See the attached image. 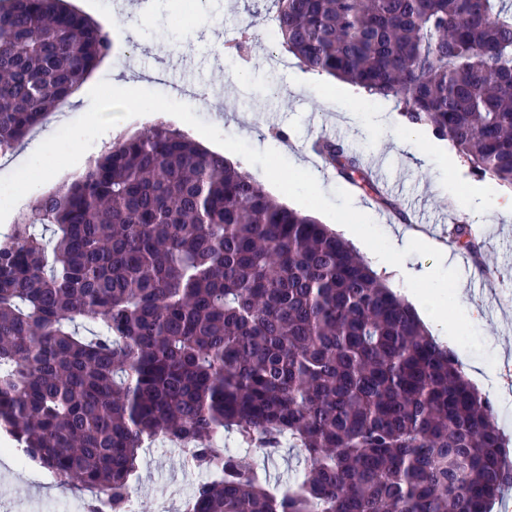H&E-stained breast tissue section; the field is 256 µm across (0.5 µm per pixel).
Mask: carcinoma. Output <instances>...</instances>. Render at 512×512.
<instances>
[{
	"instance_id": "carcinoma-1",
	"label": "carcinoma",
	"mask_w": 512,
	"mask_h": 512,
	"mask_svg": "<svg viewBox=\"0 0 512 512\" xmlns=\"http://www.w3.org/2000/svg\"><path fill=\"white\" fill-rule=\"evenodd\" d=\"M274 4L307 69L399 98L512 186L509 0ZM109 50L67 0H0V154ZM319 151L377 191L359 155ZM452 235L481 248L463 221ZM0 434L112 512H131L157 440L208 475L187 512H490L512 488L492 404L412 306L325 225L162 123L0 233ZM285 439L307 466L276 493L253 449Z\"/></svg>"
}]
</instances>
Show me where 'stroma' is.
<instances>
[{
    "instance_id": "35a3bbf8",
    "label": "stroma",
    "mask_w": 512,
    "mask_h": 512,
    "mask_svg": "<svg viewBox=\"0 0 512 512\" xmlns=\"http://www.w3.org/2000/svg\"><path fill=\"white\" fill-rule=\"evenodd\" d=\"M108 32L112 49L109 64H98L91 83L116 81V63L135 68L141 88L166 92L169 81L201 83L214 94L197 115L217 124L227 135L257 149L273 148L294 166L304 167L325 194L343 189L354 207L369 215L388 240L399 237V220L380 205L374 193L356 188L339 176L311 149L320 135L333 133L337 141L362 158L384 161L385 181L397 186L393 199L417 210L432 239L448 228L454 198L469 202L461 218L472 225L484 245L480 260L456 243L448 258L409 240L407 266L433 272V285L460 298H451L443 331L456 334L453 350L462 367L496 365L491 382L501 396L497 423L512 439V218L495 210L498 182L477 173L431 128L419 125L415 138L399 140L401 124L395 98L368 94L348 82L307 70L264 31L274 13L272 0H69ZM253 113L251 123L240 115ZM138 116L117 124L100 136L80 161L59 177L72 182L111 146L116 134L149 128ZM258 468L274 488L284 490L302 474L305 457L298 448H284L274 457L256 454ZM203 479L187 469L181 452L163 443L146 445L139 461L136 512H184L183 504ZM0 512H83L71 491L56 485L52 476L24 463L20 453L0 436Z\"/></svg>"
}]
</instances>
